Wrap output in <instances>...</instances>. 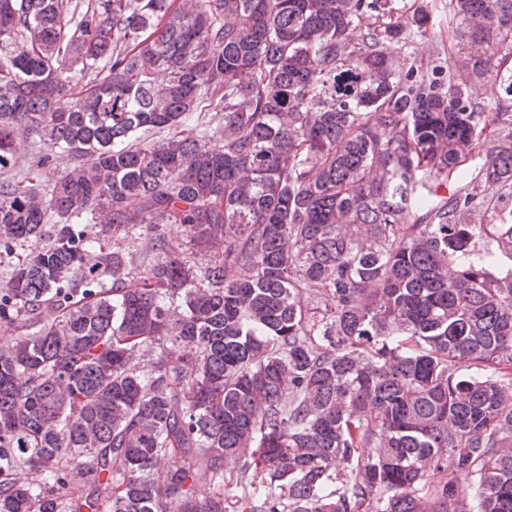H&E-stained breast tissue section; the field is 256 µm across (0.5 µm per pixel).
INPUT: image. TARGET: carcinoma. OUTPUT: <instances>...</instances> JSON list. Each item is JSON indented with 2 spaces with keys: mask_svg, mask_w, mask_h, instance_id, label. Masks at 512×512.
<instances>
[{
  "mask_svg": "<svg viewBox=\"0 0 512 512\" xmlns=\"http://www.w3.org/2000/svg\"><path fill=\"white\" fill-rule=\"evenodd\" d=\"M448 15L0 0V512H512V0ZM446 0H405L412 9L417 4H423L430 12L434 28L427 37L410 33L404 44V54L411 60L428 62L439 58L442 62H457L465 58L467 54L459 53L455 39L456 22L448 17V9L445 8ZM411 9V10H412ZM479 100L485 107L487 112H494L503 96L502 90L498 83H495L491 73L485 75L479 85Z\"/></svg>",
  "mask_w": 512,
  "mask_h": 512,
  "instance_id": "cac0c4a2",
  "label": "carcinoma"
}]
</instances>
